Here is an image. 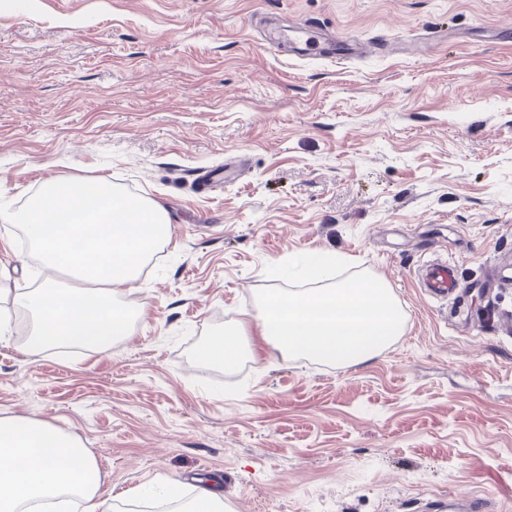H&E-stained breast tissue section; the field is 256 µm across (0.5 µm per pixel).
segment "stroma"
<instances>
[{"instance_id": "obj_1", "label": "stroma", "mask_w": 512, "mask_h": 512, "mask_svg": "<svg viewBox=\"0 0 512 512\" xmlns=\"http://www.w3.org/2000/svg\"><path fill=\"white\" fill-rule=\"evenodd\" d=\"M382 50L305 58L304 22ZM441 43L414 41L426 28ZM512 0H0V187L106 177L162 204L171 239L105 352L28 350L15 297L46 279L0 219V418L50 422L97 464L113 512L222 481L228 512H512V333L461 324L512 285ZM336 251L382 279L404 335L356 366L262 341L271 264ZM453 265L458 294L425 289ZM245 324L230 367L202 350Z\"/></svg>"}]
</instances>
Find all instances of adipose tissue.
<instances>
[{
	"mask_svg": "<svg viewBox=\"0 0 512 512\" xmlns=\"http://www.w3.org/2000/svg\"><path fill=\"white\" fill-rule=\"evenodd\" d=\"M100 476L86 449L54 425L0 419V512L35 499L80 496L83 512H105Z\"/></svg>",
	"mask_w": 512,
	"mask_h": 512,
	"instance_id": "1",
	"label": "adipose tissue"
}]
</instances>
